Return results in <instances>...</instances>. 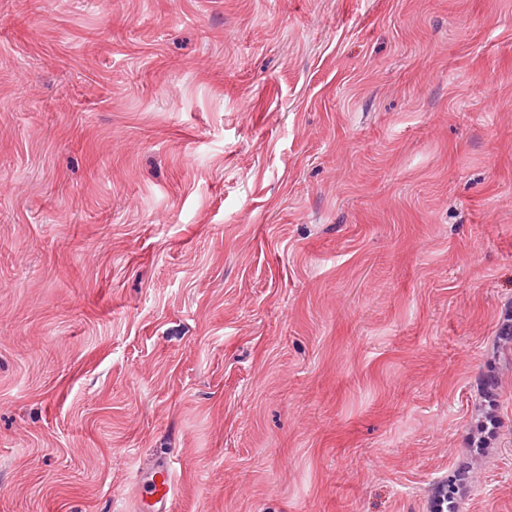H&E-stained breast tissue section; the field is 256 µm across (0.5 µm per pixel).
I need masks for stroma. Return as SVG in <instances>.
Instances as JSON below:
<instances>
[{"mask_svg":"<svg viewBox=\"0 0 512 512\" xmlns=\"http://www.w3.org/2000/svg\"><path fill=\"white\" fill-rule=\"evenodd\" d=\"M511 309L512 0H0V512H512ZM144 489L136 504L138 512H168L175 494V475L167 461L159 460L139 476Z\"/></svg>","mask_w":512,"mask_h":512,"instance_id":"1","label":"stroma"}]
</instances>
